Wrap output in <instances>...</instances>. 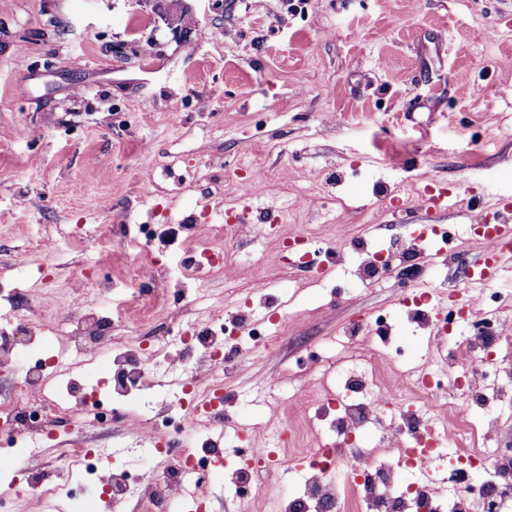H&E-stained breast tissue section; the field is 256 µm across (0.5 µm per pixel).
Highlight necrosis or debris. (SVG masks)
I'll return each instance as SVG.
<instances>
[{
    "mask_svg": "<svg viewBox=\"0 0 512 512\" xmlns=\"http://www.w3.org/2000/svg\"><path fill=\"white\" fill-rule=\"evenodd\" d=\"M503 311V306L489 307L480 298L472 299L470 306L456 303L437 313L417 309V316L436 332L449 333L457 323H465V331L457 335L452 359L464 371H451L442 378L420 374L412 402L405 396L404 372L385 380L377 373L378 348L371 335L385 328L386 317L378 315L356 325L353 332L362 338L359 366L339 367L337 374L344 377V384L325 390L308 405L305 420L315 438L310 448L303 450L308 478L302 493L287 503L284 512H348L354 502L361 512H472L476 503L481 512H512V496L504 492L512 481V450L481 445L499 428L491 411L503 400H512V371L494 357L500 345L512 343V320L504 318ZM287 328L284 317L271 331L227 319L217 330L201 336L194 323H186L207 375L190 376V399L167 405V412L176 421L174 430H155L163 441L157 454L164 466L173 467L174 476L119 468L102 479L97 475L98 450L69 448L58 475L60 485H67L78 466L85 480L95 484L113 504L135 497L144 512H152L159 501L184 497L182 477L207 482L212 459L193 452L188 444L200 417V401L223 395V377L232 362L245 361L256 346L273 350ZM69 337L83 364L92 365L111 356L118 367L114 381L122 395L146 388L151 365L176 362L168 343L132 335L118 312L108 318L92 310L78 314L72 320ZM11 364L16 366L17 376L8 392H0V440L18 439L26 430L41 431L50 422L77 413L89 423L115 418V411L95 385L83 387L72 399L40 397L50 362L22 366L14 341L4 336L0 338V365ZM463 390L477 391L484 411L480 422L468 420L466 407L459 404L458 394ZM371 423L379 428L378 438L372 447H361L357 440ZM235 429L244 435L247 445L239 451L242 464L232 472L229 485L245 500L254 485V455L264 452L269 443L255 424L239 421ZM460 442L470 447L469 469L464 474L452 471L449 480L453 493L448 502H440L429 486L403 481V471L417 465L419 450L436 451Z\"/></svg>",
    "mask_w": 512,
    "mask_h": 512,
    "instance_id": "obj_1",
    "label": "necrosis or debris"
}]
</instances>
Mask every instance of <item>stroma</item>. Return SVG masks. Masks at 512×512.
Listing matches in <instances>:
<instances>
[{
  "label": "stroma",
  "mask_w": 512,
  "mask_h": 512,
  "mask_svg": "<svg viewBox=\"0 0 512 512\" xmlns=\"http://www.w3.org/2000/svg\"><path fill=\"white\" fill-rule=\"evenodd\" d=\"M198 24L174 38L129 0H0V330L24 315L32 349L57 355L43 385L111 378L76 367L67 323L47 300L109 315L134 304L133 278L164 285L170 312L146 336H178L175 307L201 325L215 311L251 314L258 327L292 317L277 353L230 370L228 411L265 426L269 440L304 424L295 395L310 394L313 363L347 327L387 315L406 368L447 358L406 298L465 288L475 212L497 222L512 203V0H196ZM261 164L267 179L252 178ZM153 196L134 200L145 183ZM448 193L438 216L418 201ZM450 225L447 255H423L411 274L393 266L362 287L350 261L328 278L288 271L276 245L302 232L338 246L396 251L413 229ZM154 225L139 260L131 240ZM239 224L240 261L196 278L202 239ZM92 265L85 278L84 265ZM267 282L252 292L255 276ZM138 416L81 429L87 448L151 458ZM224 450L203 486L212 512H238L224 490L236 442L200 426L196 447ZM62 451L39 437L0 453V497L11 512H74L42 498Z\"/></svg>",
  "instance_id": "1"
}]
</instances>
